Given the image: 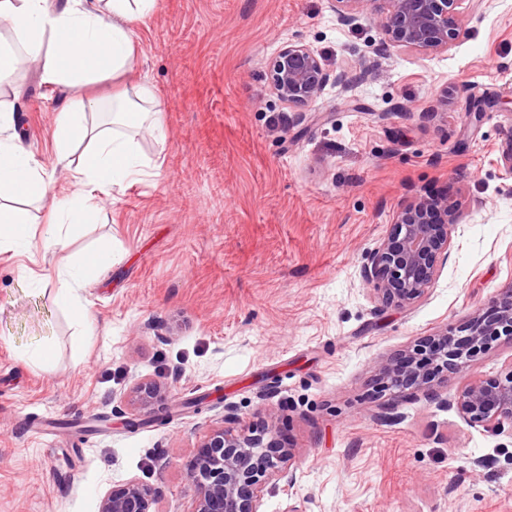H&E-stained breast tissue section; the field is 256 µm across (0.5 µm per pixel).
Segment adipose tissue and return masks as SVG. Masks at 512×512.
<instances>
[{
	"label": "adipose tissue",
	"instance_id": "ef3b65f1",
	"mask_svg": "<svg viewBox=\"0 0 512 512\" xmlns=\"http://www.w3.org/2000/svg\"><path fill=\"white\" fill-rule=\"evenodd\" d=\"M156 8L157 0H0V25L6 28L0 34V78L34 62L43 83L73 89L53 133L56 164L67 163L74 144L86 145L71 175L75 192L52 203L44 232L47 247L65 248L69 229L88 223L99 196L145 175L147 162L136 130L164 134L161 106L147 83H133L113 99L108 124L97 119L99 100L84 92L90 84L133 68L131 25L148 20ZM12 112V106L0 102V249H26L31 245L28 207L47 198L49 189L43 167L9 133ZM111 263V250L100 249L93 258L58 272L56 298L76 324L89 322L76 284Z\"/></svg>",
	"mask_w": 512,
	"mask_h": 512
}]
</instances>
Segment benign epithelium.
Wrapping results in <instances>:
<instances>
[{
    "label": "benign epithelium",
    "mask_w": 512,
    "mask_h": 512,
    "mask_svg": "<svg viewBox=\"0 0 512 512\" xmlns=\"http://www.w3.org/2000/svg\"><path fill=\"white\" fill-rule=\"evenodd\" d=\"M338 21L350 25L356 14L368 10L390 43L431 53L448 50L456 38V7L464 0H331ZM336 84L350 89L345 71H328L315 51L296 41L284 45L270 72L273 94L289 106L320 97ZM462 219L459 203L446 196L421 195L396 213L390 231L364 267L365 282L385 307L403 308L420 300L438 274V262L448 259L452 229ZM444 329L425 338L417 348L386 359L378 366V390L400 397L432 382V372L419 356L439 361L451 370L463 369L486 350L492 336H512V289L499 295L490 313L476 314L460 328ZM170 386L140 380L130 391L129 406L143 410L169 393ZM470 427L499 435L512 433V369L491 380L470 379L447 400ZM189 470L194 487L192 512H259L270 483L295 482L286 468L292 450L281 446L276 426L259 432L235 433L223 427L203 441ZM154 492L133 480L104 496L99 512H154Z\"/></svg>",
    "instance_id": "obj_1"
}]
</instances>
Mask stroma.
<instances>
[{
	"instance_id": "stroma-1",
	"label": "stroma",
	"mask_w": 512,
	"mask_h": 512,
	"mask_svg": "<svg viewBox=\"0 0 512 512\" xmlns=\"http://www.w3.org/2000/svg\"><path fill=\"white\" fill-rule=\"evenodd\" d=\"M134 68L94 84L111 104L149 82L164 138L94 222L26 253L0 251V512H98L135 480L157 512H192L188 468L217 426L275 418L294 452L291 494L268 486L261 512H512V434L492 435L443 405L468 376L512 367L497 336L468 371L398 400L377 366L461 327L512 288V0L461 7L444 52L386 43L369 12L338 23L330 0H159L132 26ZM302 41L354 85L277 99V51ZM56 198L53 164L71 91L36 67L0 83ZM458 199L464 219L428 293L385 308L364 282L396 212L422 194ZM105 246L112 264L82 285V332L57 305L58 270ZM51 346L50 364L22 352ZM170 384L169 418L126 427L139 379Z\"/></svg>"
}]
</instances>
